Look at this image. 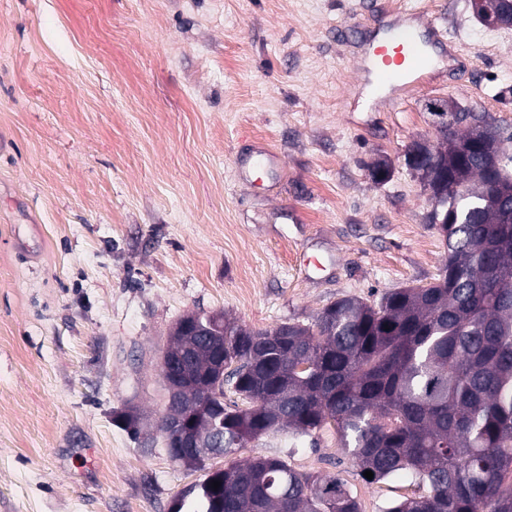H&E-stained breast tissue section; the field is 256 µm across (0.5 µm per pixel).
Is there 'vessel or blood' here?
<instances>
[{"label":"vessel or blood","instance_id":"b4317fda","mask_svg":"<svg viewBox=\"0 0 512 512\" xmlns=\"http://www.w3.org/2000/svg\"><path fill=\"white\" fill-rule=\"evenodd\" d=\"M430 56L416 29L410 25L392 22L385 26L380 41L368 53L365 82L373 89L393 88L407 78L422 74ZM281 165L279 155L269 149H260L255 157L238 158L240 176H248L256 168L277 172Z\"/></svg>","mask_w":512,"mask_h":512}]
</instances>
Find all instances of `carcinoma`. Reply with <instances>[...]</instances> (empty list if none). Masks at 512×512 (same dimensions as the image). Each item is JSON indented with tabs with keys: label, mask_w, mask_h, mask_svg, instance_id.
Wrapping results in <instances>:
<instances>
[{
	"label": "carcinoma",
	"mask_w": 512,
	"mask_h": 512,
	"mask_svg": "<svg viewBox=\"0 0 512 512\" xmlns=\"http://www.w3.org/2000/svg\"><path fill=\"white\" fill-rule=\"evenodd\" d=\"M480 129L494 153L512 136L484 116L458 113L440 164L465 190L438 199L430 224L448 264L427 286L398 288L368 303L344 297L310 325L255 330L189 313L172 332L189 367L213 362L200 328L224 343L223 382L209 396V424L224 456L279 432L312 436L328 424L359 474L409 471L426 492L387 512H512V156L497 164L461 157L453 145ZM245 404L224 402V384ZM221 482L218 489L211 482ZM360 512L334 477L302 473L262 456L207 470L171 512Z\"/></svg>",
	"instance_id": "obj_1"
}]
</instances>
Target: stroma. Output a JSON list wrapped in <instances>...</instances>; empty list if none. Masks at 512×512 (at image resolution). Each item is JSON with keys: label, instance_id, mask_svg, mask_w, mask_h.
Returning a JSON list of instances; mask_svg holds the SVG:
<instances>
[{"label": "stroma", "instance_id": "stroma-1", "mask_svg": "<svg viewBox=\"0 0 512 512\" xmlns=\"http://www.w3.org/2000/svg\"><path fill=\"white\" fill-rule=\"evenodd\" d=\"M410 8L459 69L351 108L366 40ZM433 100L512 132V27L471 0H0V512H169L203 479L150 428L183 315L308 325L433 282L446 248L405 163ZM260 145L279 171L240 178ZM256 456L361 512L419 491L363 479L331 426L236 459Z\"/></svg>", "mask_w": 512, "mask_h": 512}]
</instances>
